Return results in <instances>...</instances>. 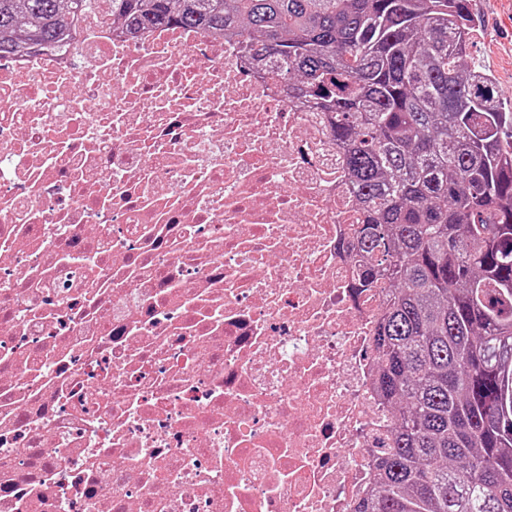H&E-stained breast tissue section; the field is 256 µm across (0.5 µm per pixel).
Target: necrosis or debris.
<instances>
[{
    "label": "necrosis or debris",
    "instance_id": "necrosis-or-debris-1",
    "mask_svg": "<svg viewBox=\"0 0 512 512\" xmlns=\"http://www.w3.org/2000/svg\"><path fill=\"white\" fill-rule=\"evenodd\" d=\"M323 112L235 42L0 59V512H354L390 415Z\"/></svg>",
    "mask_w": 512,
    "mask_h": 512
}]
</instances>
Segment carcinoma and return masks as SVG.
Segmentation results:
<instances>
[{"instance_id":"1","label":"carcinoma","mask_w":512,"mask_h":512,"mask_svg":"<svg viewBox=\"0 0 512 512\" xmlns=\"http://www.w3.org/2000/svg\"><path fill=\"white\" fill-rule=\"evenodd\" d=\"M91 0H0V57L64 41ZM474 0H112L135 33L235 39L327 113L364 220L357 287L393 446L356 512H512V104L464 62Z\"/></svg>"}]
</instances>
